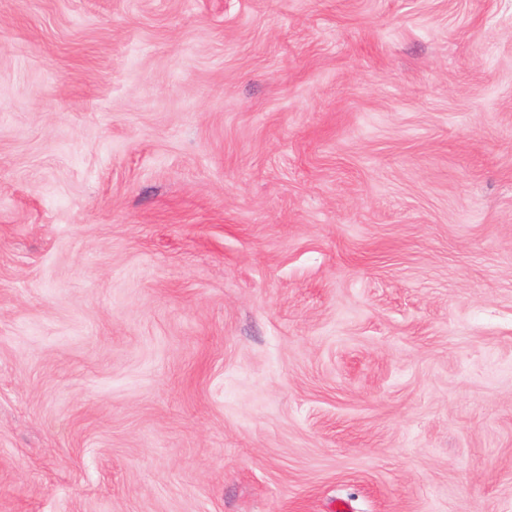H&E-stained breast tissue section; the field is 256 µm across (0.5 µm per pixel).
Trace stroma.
Wrapping results in <instances>:
<instances>
[{
	"label": "stroma",
	"instance_id": "35a3bbf8",
	"mask_svg": "<svg viewBox=\"0 0 512 512\" xmlns=\"http://www.w3.org/2000/svg\"><path fill=\"white\" fill-rule=\"evenodd\" d=\"M512 512V0H0V512Z\"/></svg>",
	"mask_w": 512,
	"mask_h": 512
}]
</instances>
